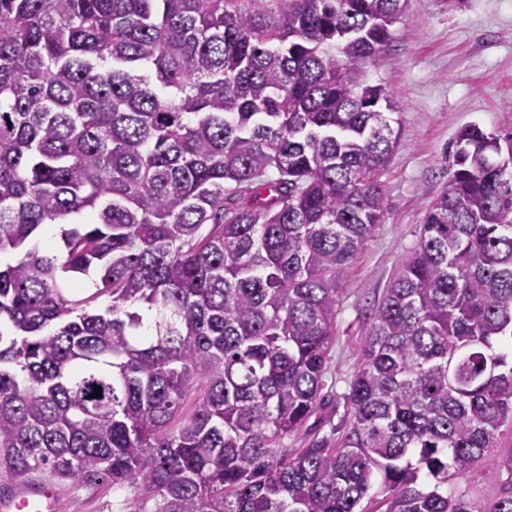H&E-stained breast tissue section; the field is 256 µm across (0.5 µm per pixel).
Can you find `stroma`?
Wrapping results in <instances>:
<instances>
[{
  "mask_svg": "<svg viewBox=\"0 0 512 512\" xmlns=\"http://www.w3.org/2000/svg\"><path fill=\"white\" fill-rule=\"evenodd\" d=\"M393 41L372 60L360 81L397 96L399 141L380 180L382 224L350 267L328 352L324 405L295 447L331 437L346 409L342 398L361 363L366 323L402 261L412 253L427 205L448 182L444 152L458 131L476 124L489 133L512 131V0H407ZM512 455V425L501 428L487 461L450 482L477 512H490L504 478L491 463ZM62 512H122L129 487L108 483L61 486Z\"/></svg>",
  "mask_w": 512,
  "mask_h": 512,
  "instance_id": "obj_1",
  "label": "stroma"
}]
</instances>
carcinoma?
Masks as SVG:
<instances>
[{"instance_id":"cac0c4a2","label":"carcinoma","mask_w":512,"mask_h":512,"mask_svg":"<svg viewBox=\"0 0 512 512\" xmlns=\"http://www.w3.org/2000/svg\"><path fill=\"white\" fill-rule=\"evenodd\" d=\"M241 2L0 0V478L130 512H363L379 479L382 512H475L448 481L512 423V131L459 130L349 426L291 448L384 217L398 105L354 75L405 4ZM60 512H127L121 510L131 496L133 489L118 487L111 483L88 488H73L60 485Z\"/></svg>"}]
</instances>
